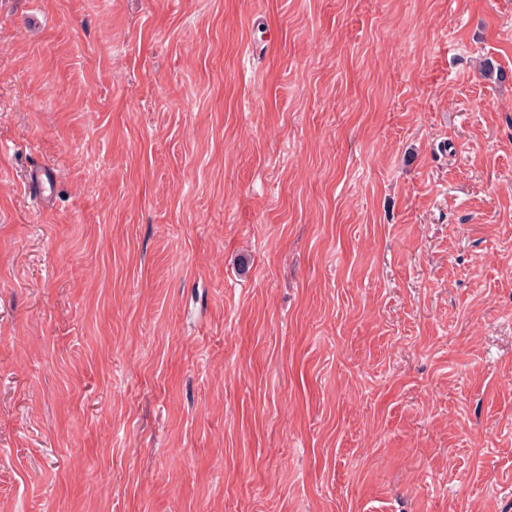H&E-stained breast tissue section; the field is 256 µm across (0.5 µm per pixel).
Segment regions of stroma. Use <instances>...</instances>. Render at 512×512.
I'll list each match as a JSON object with an SVG mask.
<instances>
[{
    "instance_id": "1",
    "label": "stroma",
    "mask_w": 512,
    "mask_h": 512,
    "mask_svg": "<svg viewBox=\"0 0 512 512\" xmlns=\"http://www.w3.org/2000/svg\"><path fill=\"white\" fill-rule=\"evenodd\" d=\"M0 512H512V0H0Z\"/></svg>"
}]
</instances>
